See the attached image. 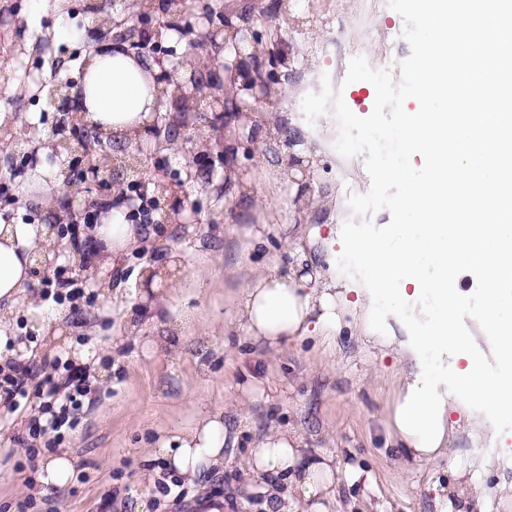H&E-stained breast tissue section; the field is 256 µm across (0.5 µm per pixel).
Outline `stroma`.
I'll use <instances>...</instances> for the list:
<instances>
[{
	"mask_svg": "<svg viewBox=\"0 0 512 512\" xmlns=\"http://www.w3.org/2000/svg\"><path fill=\"white\" fill-rule=\"evenodd\" d=\"M89 0H70V12H61L57 0H11L15 14L10 27L0 26V113L17 117L22 137L0 146V183L8 188L0 197V218L7 222L48 221L47 203L28 179L31 169L47 175L68 167L67 157H50L42 142L58 115L31 82L52 77L50 63L34 53L35 43L52 37L67 68L58 81L81 82L87 33L93 26ZM256 27L276 31L292 44L293 92L279 106L306 125L301 102L319 92L323 77L344 85L351 110H358L357 95H367L369 82L344 84L349 60L364 56L375 69L399 74L400 63L410 54L403 38V18L394 10L364 13L363 0H293L290 12L260 17ZM239 165L273 196L272 212L236 210L234 201L215 200L213 191L222 182V168H215L212 190L191 192L198 209V223L161 225L160 244L145 253H134L116 268L95 261L85 281L91 302L72 314L69 304L46 300L45 308L63 314L68 348L94 352L107 368L89 408L75 428L59 443L77 459L71 480L63 488H47L35 497L25 490L38 473L27 461L25 448L14 440L39 400L29 397L25 406L0 409V512H97L104 497H111L110 512H134L136 499H146L151 512H194L196 505L223 500L224 512H261L264 478L246 476L240 461L255 432L272 419L302 426L316 451L334 456L339 464L360 463L378 475L377 492L385 512H432L430 488L448 481L447 465L432 468L408 462L407 479H398L397 451L387 434L385 419L391 399L395 368L390 359L374 360L372 351L355 337L336 339V368L325 370L323 349L310 340L294 341L274 353L239 333H224V314L232 308L240 284L241 268L270 262L282 256L281 240L289 225L307 218L323 224L325 196L347 200L370 188L365 159L329 157L318 172L290 182L261 171L247 149L238 151ZM265 224L268 234L261 244L242 250L251 225ZM179 255L181 264L168 283L145 285L141 271L164 265L167 254ZM202 279H195L197 270ZM108 284L111 299L96 295ZM463 294L455 324L459 335L477 334V317L486 297L481 275L471 271L459 282ZM377 361L380 372L370 375L366 366ZM246 403L251 430L237 447L225 449L224 469L207 473L187 487L185 499L163 493L172 485L160 473L153 486L141 481L148 448L164 433L192 426L202 406L221 407ZM332 429L335 440L324 432ZM462 456L493 453L512 479V424L494 428L485 440H462Z\"/></svg>",
	"mask_w": 512,
	"mask_h": 512,
	"instance_id": "35a3bbf8",
	"label": "stroma"
}]
</instances>
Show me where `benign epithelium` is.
<instances>
[{
    "label": "benign epithelium",
    "instance_id": "7a95c632",
    "mask_svg": "<svg viewBox=\"0 0 512 512\" xmlns=\"http://www.w3.org/2000/svg\"><path fill=\"white\" fill-rule=\"evenodd\" d=\"M158 11V0H129V13L112 17V27L129 30L137 36L128 42L119 40L117 45L139 59L146 57L142 46L162 42L161 29L164 27L177 32L179 40L185 42L186 51L176 65L168 61L167 53L151 54L157 65L152 80L158 102L172 113V125L164 131L153 119L146 126L145 134L147 142L159 140L162 145L145 152L141 136L136 133L127 135L111 155L82 150L70 151L68 155L80 163L79 184L85 189L106 190L117 179L131 175L133 179L127 185L119 186L117 195L129 212H137L139 201L143 200L150 214L154 215L153 224H197L198 212L189 201L187 187L193 184L201 192L209 190L211 171L208 163L213 156L223 165L224 185H229L231 175L239 172L238 148L252 141L253 134L238 136L235 145L230 147L226 144L224 131L231 118L245 123L252 121L254 113L271 102L277 88L288 82V73L283 71L287 67L288 44L276 36H264L246 16H240L241 24H233L234 10L224 13L221 24L215 23L209 9L194 4L185 9L192 20L184 23H163L156 19ZM228 30L250 40L253 51L246 56L239 52L233 57L220 55L218 50L227 47L224 32ZM205 70L220 84L221 93L211 92L198 82V74ZM53 98L74 113L78 127L83 131H93L102 139L110 138L99 125L87 120V110L78 105L82 98L81 87L72 82L60 83ZM203 103L212 111L209 118L202 113ZM174 145L183 153L186 175L183 180L168 177L158 162L161 153ZM51 211L54 215L51 229L75 223L74 194L70 192L64 201L54 202ZM63 248V236L59 233L52 252L38 254L37 265L43 277L52 276Z\"/></svg>",
    "mask_w": 512,
    "mask_h": 512
}]
</instances>
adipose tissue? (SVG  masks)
Returning a JSON list of instances; mask_svg holds the SVG:
<instances>
[{
    "instance_id": "1",
    "label": "adipose tissue",
    "mask_w": 512,
    "mask_h": 512,
    "mask_svg": "<svg viewBox=\"0 0 512 512\" xmlns=\"http://www.w3.org/2000/svg\"><path fill=\"white\" fill-rule=\"evenodd\" d=\"M428 16L419 91L439 98L442 108L402 116L400 136L424 160L419 175L391 164L385 168L388 180L404 183L396 205L416 218L417 228L392 242H350L362 258L363 275L354 282L344 276L335 249L337 224L349 218L342 207L334 209V224L289 225L283 241L287 268L269 263L250 269L224 332H244L271 349L313 337L331 354L343 329L353 331L400 366L385 425L401 458L452 467L451 485L433 487L435 512H490L491 502H512V480L496 479L493 456L460 458L456 443L464 435L486 436L488 422L512 421V378L486 371L468 355L487 333L499 358L512 363V162L501 160L502 133L512 115L486 93L497 67L482 56L508 17L479 0H431ZM464 51L474 58L464 79L477 90L466 100L446 81ZM83 84L88 119L119 139L141 128L157 107L148 68L116 45L89 61ZM124 213V207H114L87 229L103 242L106 262H119L142 236L155 234L127 223ZM52 244L47 225L0 224V347L9 339L12 311L27 293L38 252ZM471 270L481 273L487 295L478 334L462 338L454 331L461 301L455 283ZM412 290L434 301L425 324L402 306ZM450 352L459 363L452 382L433 365L434 356ZM230 413L249 420L242 406L200 411L190 428L161 437L150 461L163 462L190 484L223 469L225 446L238 441L225 423ZM242 467L266 476L265 512H331L344 484L361 495L341 512H385L372 470L340 468L333 456L312 454L306 432L290 424L269 422Z\"/></svg>"
}]
</instances>
